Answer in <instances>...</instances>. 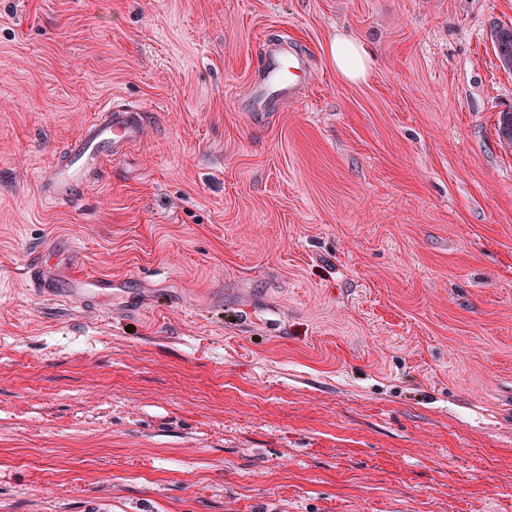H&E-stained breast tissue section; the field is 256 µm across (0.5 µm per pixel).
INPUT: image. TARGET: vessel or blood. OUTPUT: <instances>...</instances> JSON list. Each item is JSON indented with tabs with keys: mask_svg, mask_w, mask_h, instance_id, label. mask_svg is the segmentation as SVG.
I'll return each instance as SVG.
<instances>
[{
	"mask_svg": "<svg viewBox=\"0 0 512 512\" xmlns=\"http://www.w3.org/2000/svg\"><path fill=\"white\" fill-rule=\"evenodd\" d=\"M310 69L306 55L283 43L269 44L255 85V111L262 112L293 99L299 81L308 76ZM143 131L138 106L108 100L78 137L67 144L62 157L39 172L41 200L55 207L80 200L105 163L120 159L141 139ZM26 273L36 290L48 296L82 306L101 305L112 299V287L102 279H74L67 287L59 288L45 277L44 265L38 261L27 265Z\"/></svg>",
	"mask_w": 512,
	"mask_h": 512,
	"instance_id": "1",
	"label": "vessel or blood"
}]
</instances>
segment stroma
<instances>
[{"instance_id":"obj_1","label":"stroma","mask_w":512,"mask_h":512,"mask_svg":"<svg viewBox=\"0 0 512 512\" xmlns=\"http://www.w3.org/2000/svg\"><path fill=\"white\" fill-rule=\"evenodd\" d=\"M499 24L512 0H0V512H512ZM283 37L312 75L254 118ZM111 97L141 140L46 208ZM39 252L111 303L40 294ZM327 57L336 73L344 80L358 82L366 78L369 57L356 39L336 31L329 41Z\"/></svg>"}]
</instances>
